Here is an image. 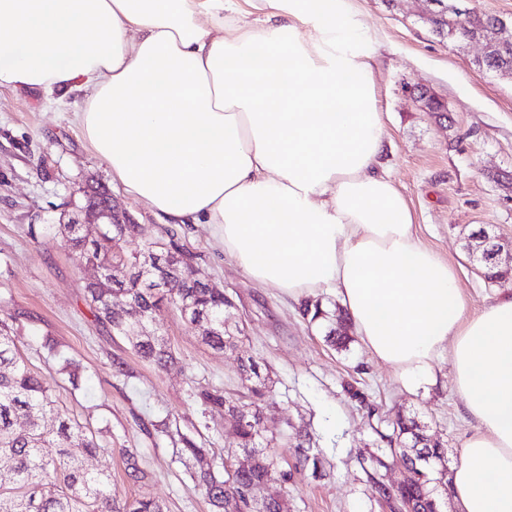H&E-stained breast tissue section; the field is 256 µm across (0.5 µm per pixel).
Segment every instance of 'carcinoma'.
Wrapping results in <instances>:
<instances>
[{
	"instance_id": "1",
	"label": "carcinoma",
	"mask_w": 512,
	"mask_h": 512,
	"mask_svg": "<svg viewBox=\"0 0 512 512\" xmlns=\"http://www.w3.org/2000/svg\"><path fill=\"white\" fill-rule=\"evenodd\" d=\"M463 22L433 21V31L448 38L462 35ZM66 234L78 258L95 265L100 277L86 284L90 304L102 324L124 336L145 360L167 369L175 357L164 337L149 330L163 303L176 308L186 323L197 331L203 344L213 350L235 348L243 330L224 326V289L208 287L205 278L186 279L179 294L171 296L160 281L184 275L187 261L175 244H170L169 262L142 274L138 257H124L117 237L137 230L136 224H51ZM125 260L128 275H112V262ZM312 324L330 321L322 299H309L301 309ZM13 316L0 319V512H165L155 499H118L112 496L108 475L92 472L82 457L100 448L96 435L53 399L49 380L32 371L15 340ZM349 318L338 329L329 328L326 341L345 349L351 343ZM247 379H257L251 389L255 400L242 403L232 397L201 389L198 398L211 411L224 417L233 430L236 450L231 468L216 473L207 463L208 449L181 438L182 452L191 475L198 481L215 512H286V504L270 499L257 504L254 493L276 474V462L266 453L269 437L265 427V402L271 393L260 367L252 359L240 362ZM395 445L410 453L411 470L396 485H378L379 494L414 512H439V497L448 495V459L445 449L410 448L423 428L413 418L397 419L393 426ZM128 479L146 477L138 456L123 453Z\"/></svg>"
}]
</instances>
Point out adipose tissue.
<instances>
[{"mask_svg":"<svg viewBox=\"0 0 512 512\" xmlns=\"http://www.w3.org/2000/svg\"><path fill=\"white\" fill-rule=\"evenodd\" d=\"M0 0V87L83 92L112 179L169 224H205L254 281L335 291L409 390L449 359L474 430L458 512H512V295L467 315L454 267L387 174L354 0Z\"/></svg>","mask_w":512,"mask_h":512,"instance_id":"1","label":"adipose tissue"}]
</instances>
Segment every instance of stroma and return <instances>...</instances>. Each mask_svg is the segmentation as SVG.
I'll return each mask as SVG.
<instances>
[{
    "mask_svg": "<svg viewBox=\"0 0 512 512\" xmlns=\"http://www.w3.org/2000/svg\"><path fill=\"white\" fill-rule=\"evenodd\" d=\"M359 4L378 34L372 64L386 129L383 164L423 241L455 267L467 312L475 314L512 293V279L489 280L467 248L483 231L512 246V75L486 70L483 42L435 35L417 0ZM432 98L442 111L429 108ZM72 112L43 91L0 88V316H16L18 344L31 367L50 378L58 404L103 445L83 462L110 474L114 496L154 498L165 512H210L180 458V440L209 449L215 468L223 469L233 439L196 390L247 394L239 366L249 357L273 381L266 429L275 437L277 474L257 498L287 499L288 512H397L379 498L376 484L405 475L388 443L400 415L417 419L447 448L449 465L459 462L472 426L448 360L436 366V385L409 391L361 340L335 350L325 328L303 319L299 302L248 278L207 225L163 223L113 184ZM93 183L110 186L116 204L140 226L122 238L121 253L177 241L192 269L232 299L228 317L244 324L243 343L214 351L165 305L152 328L168 340L176 365L162 370L99 322L85 294L97 269L81 263L55 230L84 220V192ZM301 434L309 441L305 465L297 449ZM125 448L138 454L144 481L127 479Z\"/></svg>",
    "mask_w": 512,
    "mask_h": 512,
    "instance_id": "1",
    "label": "stroma"
}]
</instances>
